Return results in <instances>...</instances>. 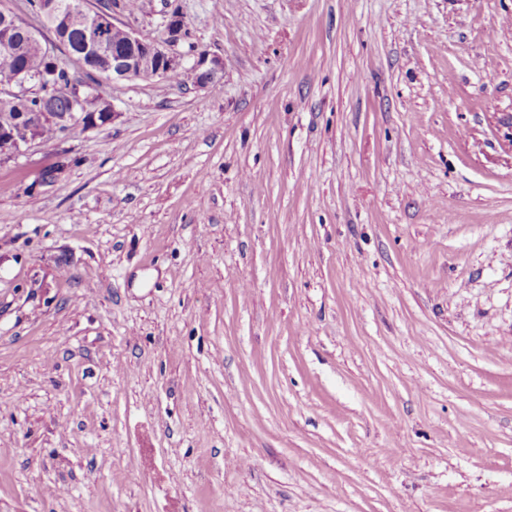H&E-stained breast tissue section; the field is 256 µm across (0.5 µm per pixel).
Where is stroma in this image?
<instances>
[{"label": "stroma", "instance_id": "stroma-1", "mask_svg": "<svg viewBox=\"0 0 512 512\" xmlns=\"http://www.w3.org/2000/svg\"><path fill=\"white\" fill-rule=\"evenodd\" d=\"M170 4L0 163V512H512V0Z\"/></svg>", "mask_w": 512, "mask_h": 512}]
</instances>
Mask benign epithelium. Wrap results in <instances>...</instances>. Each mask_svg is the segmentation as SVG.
Instances as JSON below:
<instances>
[{"label":"benign epithelium","mask_w":512,"mask_h":512,"mask_svg":"<svg viewBox=\"0 0 512 512\" xmlns=\"http://www.w3.org/2000/svg\"><path fill=\"white\" fill-rule=\"evenodd\" d=\"M36 14L40 18L48 16H66L78 18L85 22L88 30L94 36L96 49L106 46L105 36L108 28L114 24L112 12L98 10L90 12L82 0H40L36 4ZM164 26L167 37L158 43L138 36L133 30H128L129 46L132 52L112 51L110 68L99 76V80H127L162 78L174 67L182 66L180 58L173 52V47L187 36L184 17L173 10L164 16ZM31 47L52 63L51 72L33 74L18 70L0 80V99L3 101H23L32 99L41 89L60 88L70 100V111H46L47 98L39 100L40 109L37 112H16L4 115L0 119V161L18 156L26 151L31 142L40 138L39 128L42 125L54 124L61 132H66L73 124L79 122L90 126L105 125L117 116L114 106H109L104 112L89 110L90 100L87 86L70 80L64 83L59 79L61 71L60 49L63 48L56 38L44 37L36 29H31ZM206 54L200 53L192 65L197 77L196 84L204 86L213 78L215 70L206 69Z\"/></svg>","instance_id":"1"}]
</instances>
